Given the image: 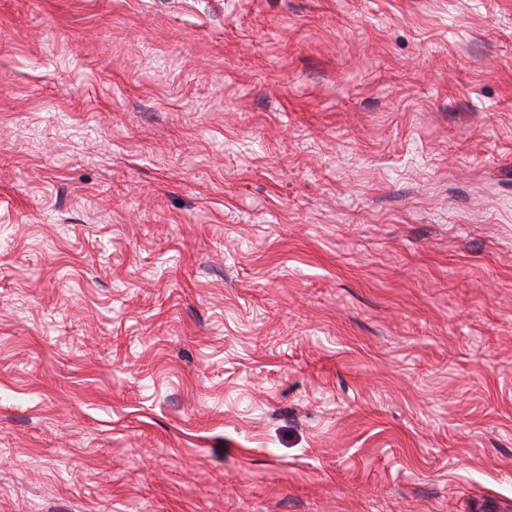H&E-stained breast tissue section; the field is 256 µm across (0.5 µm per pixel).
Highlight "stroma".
<instances>
[{"mask_svg":"<svg viewBox=\"0 0 512 512\" xmlns=\"http://www.w3.org/2000/svg\"><path fill=\"white\" fill-rule=\"evenodd\" d=\"M0 512H512V0H0Z\"/></svg>","mask_w":512,"mask_h":512,"instance_id":"stroma-1","label":"stroma"}]
</instances>
